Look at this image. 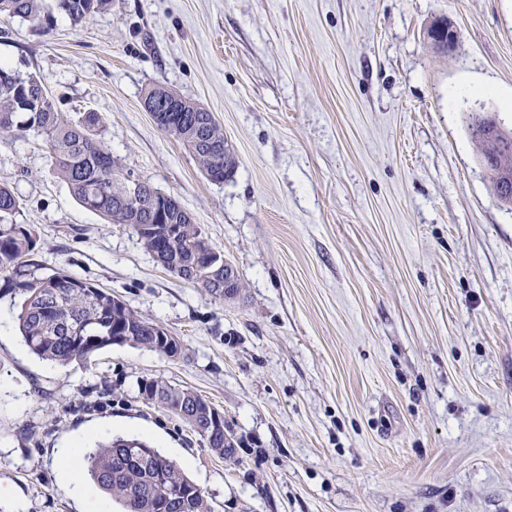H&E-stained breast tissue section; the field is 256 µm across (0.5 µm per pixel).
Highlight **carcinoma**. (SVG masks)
<instances>
[{"instance_id": "1", "label": "carcinoma", "mask_w": 512, "mask_h": 512, "mask_svg": "<svg viewBox=\"0 0 512 512\" xmlns=\"http://www.w3.org/2000/svg\"><path fill=\"white\" fill-rule=\"evenodd\" d=\"M111 0H58L57 6L74 25L106 9ZM20 17L34 23L50 18L44 0H0V17ZM173 91L162 85L147 87L143 102L164 107ZM156 124L174 135L195 157L214 183L230 178L237 167L224 132L210 112L179 97L172 112L156 113ZM41 136L50 165L84 208L114 224H129L144 248L165 270L200 284L216 300L224 299V254L212 249L197 225L190 222L179 200L151 184L139 182L130 194L132 178L115 168L112 153L100 138V118L86 112L75 120L57 110L43 82L0 65V133ZM485 154L497 165L512 166V129L485 142ZM19 197L12 187L0 185V276L10 293L20 297L17 315L24 342L37 356L61 365L87 361L112 345L123 343L179 356L182 347L157 323L143 319L112 293L65 270L37 273L26 257L36 246L28 224L12 217ZM138 392L170 414L190 424L212 452L231 459L234 449L224 447L223 433L210 434L203 397L187 387L162 379L141 382ZM90 478L121 507V512H212L201 489L168 457L137 438L115 437L98 443L83 456Z\"/></svg>"}]
</instances>
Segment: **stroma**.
Listing matches in <instances>:
<instances>
[{
  "label": "stroma",
  "mask_w": 512,
  "mask_h": 512,
  "mask_svg": "<svg viewBox=\"0 0 512 512\" xmlns=\"http://www.w3.org/2000/svg\"><path fill=\"white\" fill-rule=\"evenodd\" d=\"M46 3L49 25L0 20V63L97 113L119 170L175 196L243 289L168 273L77 204L42 137L0 135L32 260L182 344L60 366L0 298V512H116L83 467L116 436L176 461L213 512H512V208L468 129L483 111L512 128V0H112L77 26ZM442 17L446 51L427 38ZM153 84L213 114L231 178L158 127ZM153 378L223 414L234 460L140 397Z\"/></svg>",
  "instance_id": "1"
}]
</instances>
